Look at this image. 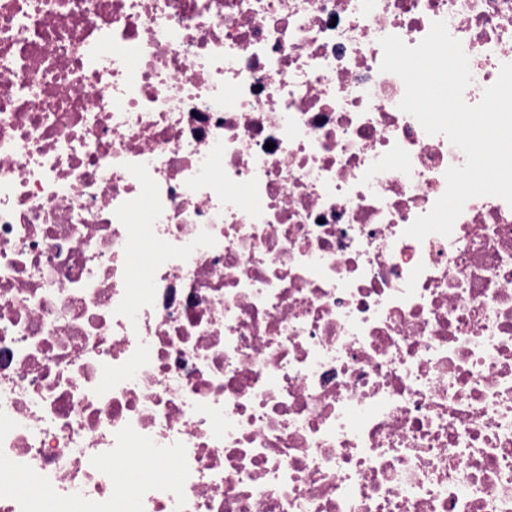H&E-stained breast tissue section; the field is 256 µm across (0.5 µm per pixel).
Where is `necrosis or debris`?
Wrapping results in <instances>:
<instances>
[{"instance_id":"obj_1","label":"necrosis or debris","mask_w":512,"mask_h":512,"mask_svg":"<svg viewBox=\"0 0 512 512\" xmlns=\"http://www.w3.org/2000/svg\"><path fill=\"white\" fill-rule=\"evenodd\" d=\"M436 20L478 103L512 0H0V512H512V205L404 234Z\"/></svg>"}]
</instances>
